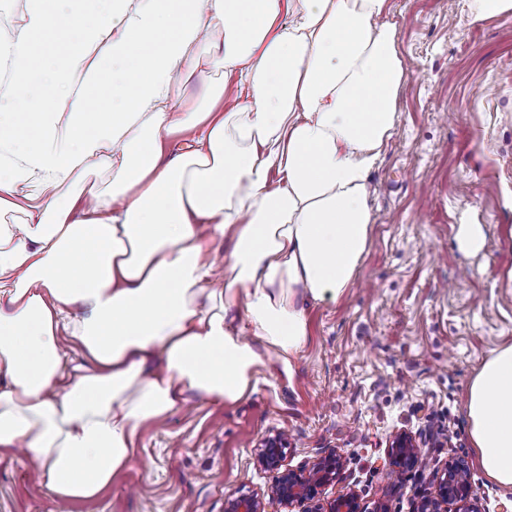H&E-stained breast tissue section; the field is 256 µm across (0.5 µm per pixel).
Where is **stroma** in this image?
Returning a JSON list of instances; mask_svg holds the SVG:
<instances>
[{"mask_svg": "<svg viewBox=\"0 0 512 512\" xmlns=\"http://www.w3.org/2000/svg\"><path fill=\"white\" fill-rule=\"evenodd\" d=\"M472 0H397L407 81L398 120L370 174L372 245L340 300L309 312L310 339L285 375L268 356L236 403L197 399L138 430L137 460L95 499L68 512H224L230 492L263 493L254 463L272 432L285 464L305 470L326 449L344 457L325 497L356 491L367 505L412 512L432 470L466 459L485 512H512V487L481 470L467 387L483 359L512 344V13L473 21ZM238 103L237 76L177 84L181 97ZM479 225L480 250L461 244ZM419 435L427 469L392 480L391 436ZM0 512H59L23 451L0 457Z\"/></svg>", "mask_w": 512, "mask_h": 512, "instance_id": "obj_1", "label": "stroma"}]
</instances>
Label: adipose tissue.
<instances>
[{
	"label": "adipose tissue",
	"mask_w": 512,
	"mask_h": 512,
	"mask_svg": "<svg viewBox=\"0 0 512 512\" xmlns=\"http://www.w3.org/2000/svg\"><path fill=\"white\" fill-rule=\"evenodd\" d=\"M395 3L25 0L0 37V215H22L0 225V454L24 449L57 501L110 488L139 426L188 397L234 403L268 354L290 366L308 308L353 284L407 79ZM214 68L237 107L220 85L175 99ZM96 168L112 187L88 197ZM205 224L231 244L219 278ZM466 411L480 468L512 486V345ZM209 80H203L200 77H193L187 81L177 83V92L181 97L192 99L198 103L205 104L208 102L210 95L211 80L225 83L224 96L221 99L220 107L225 110L234 108L238 103V76L233 75L226 78L220 71H213L209 75Z\"/></svg>",
	"instance_id": "ef3b65f1"
}]
</instances>
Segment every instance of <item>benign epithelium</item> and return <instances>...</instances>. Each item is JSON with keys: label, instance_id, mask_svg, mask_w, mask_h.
<instances>
[{"label": "benign epithelium", "instance_id": "7a95c632", "mask_svg": "<svg viewBox=\"0 0 512 512\" xmlns=\"http://www.w3.org/2000/svg\"><path fill=\"white\" fill-rule=\"evenodd\" d=\"M288 440L280 432L265 436L256 445L258 467L276 473L266 493H230L224 500V512H387L376 505L368 511L361 507L360 496L350 490L337 497H322V488L339 477L344 468L342 455L334 448L318 458L307 471L283 467ZM389 471L398 474L425 465L417 437L407 431L395 433L387 448ZM435 491L424 494L413 505V512H482L473 491L470 467L463 458L448 460L434 470Z\"/></svg>", "mask_w": 512, "mask_h": 512}]
</instances>
